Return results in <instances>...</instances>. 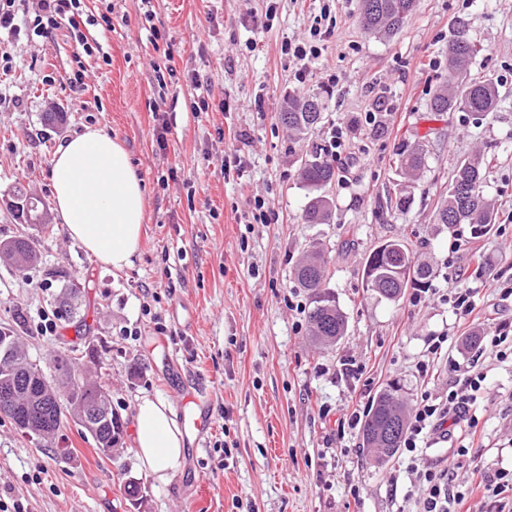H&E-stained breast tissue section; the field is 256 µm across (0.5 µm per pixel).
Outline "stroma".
<instances>
[{
    "label": "stroma",
    "instance_id": "1",
    "mask_svg": "<svg viewBox=\"0 0 512 512\" xmlns=\"http://www.w3.org/2000/svg\"><path fill=\"white\" fill-rule=\"evenodd\" d=\"M110 13L112 31L92 55L76 52L67 28L51 37L20 34L4 49L17 69L0 82V241L37 239L39 260L20 267L0 258V329L13 330L30 358L48 363L73 341L74 328L37 332L39 317L57 310L68 288L80 291L88 342L105 352L93 379L111 391L122 425L111 456L68 422L52 446L23 434L0 414V499L26 512H413L419 496L403 455L376 462L359 430L326 445L343 409L370 406L397 384L408 403L421 392L445 396L451 362L475 354L443 295L456 284L479 287L490 275L512 279V0H419L416 13L390 40L358 23L360 0H338L322 19L323 0H84ZM152 20H145V12ZM465 19L478 45L475 76L499 81L497 111L430 112L434 90L448 78L445 53L455 19ZM332 29L317 59L288 58L283 43L310 37L317 21ZM168 45L152 41V29ZM84 70L82 85L67 77ZM203 85L194 87L192 74ZM340 78L326 85L324 75ZM321 94L320 123L295 140L278 120L288 93ZM205 97L209 109L190 104ZM169 129L153 134L159 116ZM97 126L125 148L146 197L139 253L116 270L98 262L51 218L38 233L12 206L15 186L52 199L51 160L68 138ZM342 129L350 168L328 189L326 224L302 220L308 191L301 159ZM425 141L429 153L411 184L407 210L388 200L401 174L392 162L402 146ZM491 158L483 187L502 232L472 237L469 225L432 223L458 160ZM272 212L251 221L254 197ZM468 249L454 251L456 239ZM407 240L429 262L425 300L389 302L367 292L369 253ZM321 243L329 259L325 292L347 317L336 344H318L291 303L310 304L292 271ZM158 313L169 335L157 334ZM445 337L431 372L418 364ZM364 368L341 375L344 361ZM487 396L481 453L512 468V364L483 355ZM210 397L213 428L204 447L185 456L189 473L159 483L136 459L134 413L145 395L176 405L182 389ZM139 482L138 501L124 493ZM94 485L88 495L85 485Z\"/></svg>",
    "mask_w": 512,
    "mask_h": 512
}]
</instances>
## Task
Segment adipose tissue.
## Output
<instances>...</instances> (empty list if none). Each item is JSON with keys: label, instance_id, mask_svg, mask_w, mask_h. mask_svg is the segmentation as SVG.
Segmentation results:
<instances>
[{"label": "adipose tissue", "instance_id": "adipose-tissue-1", "mask_svg": "<svg viewBox=\"0 0 512 512\" xmlns=\"http://www.w3.org/2000/svg\"><path fill=\"white\" fill-rule=\"evenodd\" d=\"M51 180L55 211L69 236L103 265L131 266L139 250L145 193L120 143L104 129L85 128L58 148ZM134 421L141 467L167 482L185 446L170 405L143 396Z\"/></svg>", "mask_w": 512, "mask_h": 512}]
</instances>
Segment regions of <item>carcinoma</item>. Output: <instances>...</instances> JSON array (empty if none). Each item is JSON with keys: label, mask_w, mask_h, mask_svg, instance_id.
Wrapping results in <instances>:
<instances>
[{"label": "carcinoma", "mask_w": 512, "mask_h": 512, "mask_svg": "<svg viewBox=\"0 0 512 512\" xmlns=\"http://www.w3.org/2000/svg\"><path fill=\"white\" fill-rule=\"evenodd\" d=\"M418 0H362L361 25L365 32L379 36H394L415 12ZM478 49L471 41L466 25L455 23L452 37L448 40V81L440 85L430 99V111L489 113L500 103V91L496 80L490 77L471 78L469 71ZM324 104L316 96L290 93L284 98L278 115L281 124L300 137L318 123ZM425 145L415 142L396 153L395 163L403 174L416 176L426 167ZM488 165L482 154H474L456 163L451 182L435 210L434 223L452 230L467 224L471 234L479 238L494 229L497 215L494 205L484 196L483 186ZM301 179L309 191V201L304 209L306 224L329 223L333 200L326 188L336 179V165L327 159L324 151L312 150L301 160ZM17 199L31 201L32 208L21 212L28 224H43V200L17 191ZM0 254L20 266L31 265L38 260L36 242L25 236L0 242ZM327 260L321 249L307 251L295 266L293 276L298 286L314 296V306L308 313L312 339L322 345H331L347 332L344 313L322 292L326 280ZM430 276V267L417 264L412 251L404 241L389 240L369 254L364 266V288L380 297L397 302L408 287H421ZM77 289L71 288L60 300L61 318L83 326V314L75 303ZM0 341L11 342L10 355L17 367L9 374L0 370V412L14 423L25 422L34 434L49 441L68 421L76 420L74 409L93 394L108 395L98 382L87 377L79 384L70 383L73 372L80 370L70 353L75 348L56 353L46 368L57 377V387L67 397V402L52 396L45 390L43 368L31 364V359L20 345L14 331L0 330ZM409 419L408 404L399 394V388L391 385L381 390L372 400L362 426V441L374 459L383 463L399 450ZM96 441L100 452L113 446L122 434V425L116 418L98 427L81 424Z\"/></svg>", "instance_id": "1"}]
</instances>
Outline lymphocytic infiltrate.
<instances>
[{
	"instance_id": "f902f5d3",
	"label": "lymphocytic infiltrate",
	"mask_w": 512,
	"mask_h": 512,
	"mask_svg": "<svg viewBox=\"0 0 512 512\" xmlns=\"http://www.w3.org/2000/svg\"><path fill=\"white\" fill-rule=\"evenodd\" d=\"M21 3L22 0H0V31L15 37L30 28L37 36L45 37L64 25L84 53H92L93 46L83 29L96 25L97 20L85 13L82 0H37V10L31 18ZM450 371L445 398L421 393L401 445L409 459V471L422 486L417 512H461L465 495L451 491L450 484L463 468L478 476V486L488 503L486 512H512V469L490 465L472 451L480 429L478 401L485 390L487 374L475 364H454ZM436 436L445 441L458 439L459 444L447 458L433 465L425 461L422 447Z\"/></svg>"
}]
</instances>
